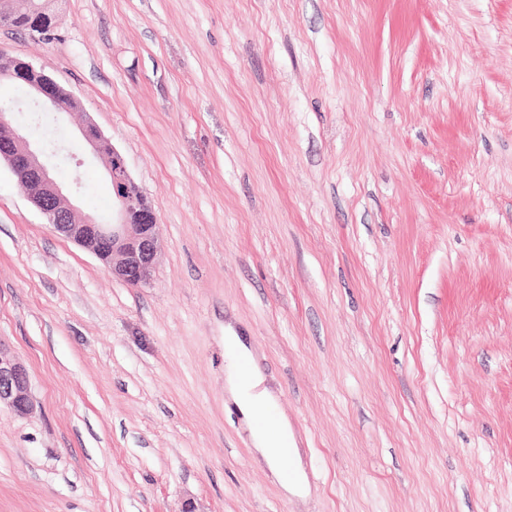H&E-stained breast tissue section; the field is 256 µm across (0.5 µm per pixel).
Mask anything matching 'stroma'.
I'll return each instance as SVG.
<instances>
[{"instance_id": "35a3bbf8", "label": "stroma", "mask_w": 512, "mask_h": 512, "mask_svg": "<svg viewBox=\"0 0 512 512\" xmlns=\"http://www.w3.org/2000/svg\"><path fill=\"white\" fill-rule=\"evenodd\" d=\"M44 66L148 196L162 259L113 278L0 165V512H512V0H51ZM57 172L112 219L78 119ZM248 336L309 483L224 393ZM2 407L26 416L34 412L36 403L26 367L0 340V409Z\"/></svg>"}]
</instances>
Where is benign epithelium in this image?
<instances>
[{
  "instance_id": "benign-epithelium-1",
  "label": "benign epithelium",
  "mask_w": 512,
  "mask_h": 512,
  "mask_svg": "<svg viewBox=\"0 0 512 512\" xmlns=\"http://www.w3.org/2000/svg\"><path fill=\"white\" fill-rule=\"evenodd\" d=\"M33 15L41 22L29 34L41 36L53 27L48 0H31ZM0 74L6 80H20L46 112L72 114L80 102L59 85L45 68L0 53ZM79 137L92 155L105 167L115 196L112 221L105 223L80 209L55 177L48 153L35 147L20 127L13 112L0 110V162L9 166L46 223L57 233L89 249L109 263L112 276L131 287L148 284L161 258L159 225L147 205V197L132 179L124 156L97 125L86 119L79 126ZM26 416L34 412L26 367L14 352L0 342V408Z\"/></svg>"
}]
</instances>
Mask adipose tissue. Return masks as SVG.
<instances>
[{
  "label": "adipose tissue",
  "instance_id": "obj_1",
  "mask_svg": "<svg viewBox=\"0 0 512 512\" xmlns=\"http://www.w3.org/2000/svg\"><path fill=\"white\" fill-rule=\"evenodd\" d=\"M224 351L227 355L224 368L226 389L250 428L255 450L273 470L279 471V481L288 492L304 493L307 481L299 456H292L289 475L285 476L280 472L281 458L278 449L280 445L293 441L287 419L281 416L273 424L266 426L256 422L258 411L272 405L274 396L265 388V378L256 365L250 348L230 326L224 329Z\"/></svg>",
  "mask_w": 512,
  "mask_h": 512
}]
</instances>
